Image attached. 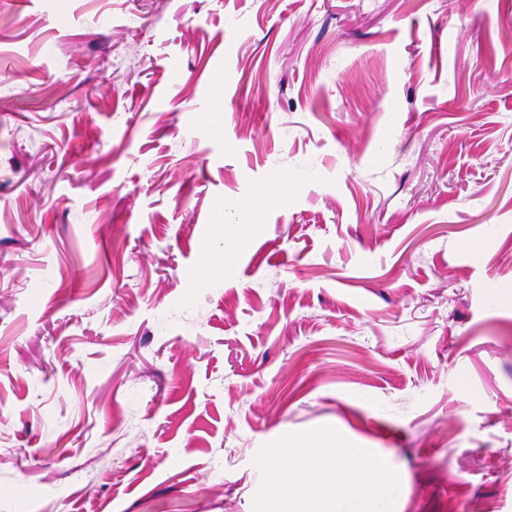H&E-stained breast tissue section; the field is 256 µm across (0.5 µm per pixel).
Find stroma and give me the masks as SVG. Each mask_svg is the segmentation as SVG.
Wrapping results in <instances>:
<instances>
[{
  "instance_id": "obj_1",
  "label": "stroma",
  "mask_w": 512,
  "mask_h": 512,
  "mask_svg": "<svg viewBox=\"0 0 512 512\" xmlns=\"http://www.w3.org/2000/svg\"><path fill=\"white\" fill-rule=\"evenodd\" d=\"M326 426L512 512V0H0V512H280Z\"/></svg>"
}]
</instances>
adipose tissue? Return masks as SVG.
Instances as JSON below:
<instances>
[{
	"mask_svg": "<svg viewBox=\"0 0 512 512\" xmlns=\"http://www.w3.org/2000/svg\"><path fill=\"white\" fill-rule=\"evenodd\" d=\"M329 452L296 457L289 468L266 463L282 512H390L400 487L396 475L379 478L368 449L351 447L335 428L318 432Z\"/></svg>",
	"mask_w": 512,
	"mask_h": 512,
	"instance_id": "1",
	"label": "adipose tissue"
}]
</instances>
